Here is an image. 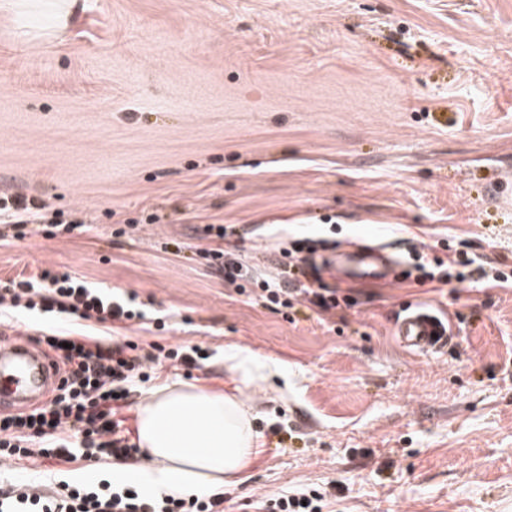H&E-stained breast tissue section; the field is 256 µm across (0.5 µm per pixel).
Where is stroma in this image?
I'll list each match as a JSON object with an SVG mask.
<instances>
[{"instance_id":"stroma-1","label":"stroma","mask_w":512,"mask_h":512,"mask_svg":"<svg viewBox=\"0 0 512 512\" xmlns=\"http://www.w3.org/2000/svg\"><path fill=\"white\" fill-rule=\"evenodd\" d=\"M0 7V289L42 269L136 294L145 319L0 311L22 336L196 348L145 393H239L265 453L224 512L305 488L321 512H512V288H377L323 275L352 306L263 296L291 241L315 263L391 246L405 266L461 251L512 263V0H78L67 28ZM223 225L225 237L207 234ZM234 254L228 281L211 255ZM451 316L413 354L398 311ZM113 460L14 458L0 481L112 476ZM31 208L27 204V199L20 195H0V217L2 222V216H7L8 218H12L15 220L13 222L18 226V224L28 223L27 217L29 216ZM9 223V222H2Z\"/></svg>"}]
</instances>
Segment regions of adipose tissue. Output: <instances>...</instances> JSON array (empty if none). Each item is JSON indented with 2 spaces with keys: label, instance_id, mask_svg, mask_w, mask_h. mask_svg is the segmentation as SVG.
<instances>
[{
  "label": "adipose tissue",
  "instance_id": "1",
  "mask_svg": "<svg viewBox=\"0 0 512 512\" xmlns=\"http://www.w3.org/2000/svg\"><path fill=\"white\" fill-rule=\"evenodd\" d=\"M144 460L123 478L165 495H215L239 484L265 448L249 408L204 385H169L138 406Z\"/></svg>",
  "mask_w": 512,
  "mask_h": 512
}]
</instances>
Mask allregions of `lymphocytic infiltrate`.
I'll list each match as a JSON object with an SVG mask.
<instances>
[{"label":"lymphocytic infiltrate","mask_w":512,"mask_h":512,"mask_svg":"<svg viewBox=\"0 0 512 512\" xmlns=\"http://www.w3.org/2000/svg\"><path fill=\"white\" fill-rule=\"evenodd\" d=\"M414 282L459 285L481 278L494 286L512 287V270L486 268L480 256L459 254L436 264H415ZM270 303L291 307L306 301L328 312L339 307L333 289L321 285L314 264L302 278L285 272L263 285ZM49 313L59 319L79 318L123 322L140 317L135 296L106 295L65 271L43 269L32 279L12 281L0 290V309ZM46 344L55 363L64 367L61 385L48 401L0 418V458L12 456L62 459L73 451L118 461L133 459L139 448L132 443L119 413L130 398L135 380H146L147 370L159 358L194 367V358L176 348L137 353L131 342L105 347L86 336H49ZM70 432L63 440L61 432ZM221 499L158 496L127 482L95 485L57 483L50 491L22 483L0 489V512H218Z\"/></svg>","instance_id":"1"}]
</instances>
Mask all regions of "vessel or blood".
Listing matches in <instances>:
<instances>
[{
	"instance_id": "vessel-or-blood-1",
	"label": "vessel or blood",
	"mask_w": 512,
	"mask_h": 512,
	"mask_svg": "<svg viewBox=\"0 0 512 512\" xmlns=\"http://www.w3.org/2000/svg\"><path fill=\"white\" fill-rule=\"evenodd\" d=\"M348 258L349 265L340 272L351 280L388 283L400 274L386 250L379 247L353 251ZM394 334L410 352L436 351L448 343L451 318L422 306L409 308L395 319ZM60 383V371L32 341L0 336V410L29 406Z\"/></svg>"
}]
</instances>
